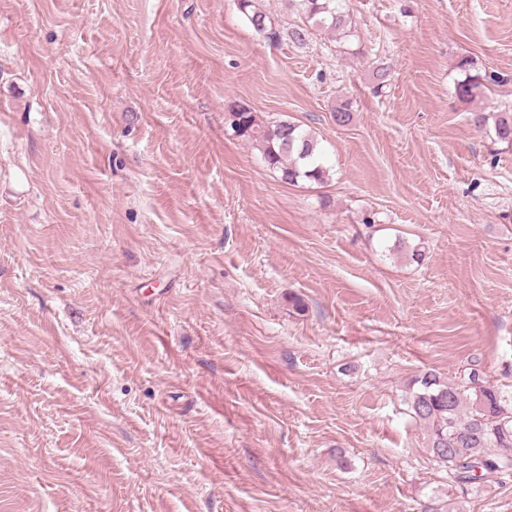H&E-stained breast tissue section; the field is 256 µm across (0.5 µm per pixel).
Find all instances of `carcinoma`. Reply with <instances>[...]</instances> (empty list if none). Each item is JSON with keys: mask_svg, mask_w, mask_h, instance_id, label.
<instances>
[{"mask_svg": "<svg viewBox=\"0 0 512 512\" xmlns=\"http://www.w3.org/2000/svg\"><path fill=\"white\" fill-rule=\"evenodd\" d=\"M306 23L282 34L272 27V21L258 0H236L238 11L253 30L270 41H288L296 46L307 44L311 30L322 29L345 39L352 36L353 20L347 0H296ZM473 62L464 57L457 69L465 78L457 81L455 93L463 102L474 101L487 90L486 79L470 74ZM332 119L346 126L353 119L352 102L336 101ZM494 120L497 137L512 140V113H470L472 125L481 130ZM226 123L234 136L261 151L269 168L288 185L301 181L323 183L329 170L323 164L317 141L301 127L287 119L264 122L249 108L238 105L226 113ZM412 414L426 428L427 448L432 456L448 468L458 483L488 482L494 477L512 472V454L495 449L512 448V395L485 381L479 373L470 371L460 382H449L438 373L427 370L409 384Z\"/></svg>", "mask_w": 512, "mask_h": 512, "instance_id": "obj_1", "label": "carcinoma"}]
</instances>
